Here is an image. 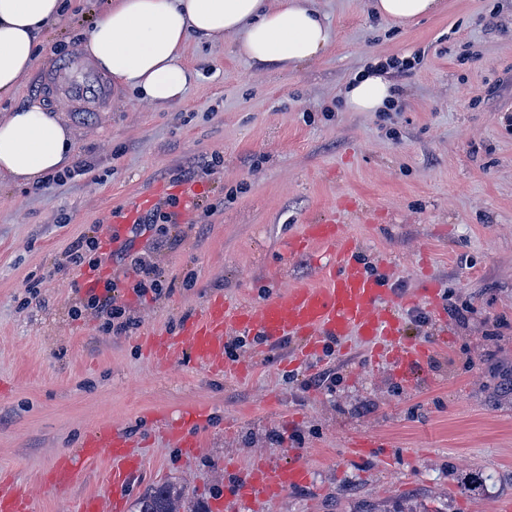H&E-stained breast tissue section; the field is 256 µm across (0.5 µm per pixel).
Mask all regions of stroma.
Masks as SVG:
<instances>
[{
  "instance_id": "1",
  "label": "stroma",
  "mask_w": 512,
  "mask_h": 512,
  "mask_svg": "<svg viewBox=\"0 0 512 512\" xmlns=\"http://www.w3.org/2000/svg\"><path fill=\"white\" fill-rule=\"evenodd\" d=\"M372 0H314L328 48L295 70L251 63L232 39L190 41L198 76L177 104L114 90L105 111L59 112L83 174L21 186L0 177V475L32 512H76L109 497L105 458L82 461L56 492L44 472L77 454L94 428L125 432L144 454L124 492L139 512L151 488L181 485L188 512H212L259 462L302 461L309 482L256 512H505L512 506V0H440L406 25ZM108 0H75L43 37L34 68L0 113L42 105L38 75L79 49ZM418 57L390 71L388 112H347L344 85L368 63ZM176 188L187 221L156 261L167 279L139 298L119 262L115 292L133 321L73 317L87 289L65 268L80 237L158 186ZM338 217L357 258L398 299L403 335L431 358L407 387L388 357L358 336L296 361V344L255 337L230 356L244 376L213 374L189 356L152 358L146 342L179 337L211 301L256 305L322 282L324 244L294 252L307 225ZM433 287L430 298L404 297ZM467 309L453 318L450 305ZM335 375L314 386L313 378ZM194 408L209 421L183 457L160 423ZM371 439L364 458L350 456Z\"/></svg>"
}]
</instances>
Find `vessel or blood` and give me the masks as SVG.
I'll use <instances>...</instances> for the list:
<instances>
[{
	"instance_id": "vessel-or-blood-1",
	"label": "vessel or blood",
	"mask_w": 512,
	"mask_h": 512,
	"mask_svg": "<svg viewBox=\"0 0 512 512\" xmlns=\"http://www.w3.org/2000/svg\"><path fill=\"white\" fill-rule=\"evenodd\" d=\"M41 89L60 112H97L112 96L107 78L79 53L45 70ZM149 203L146 197L136 199L117 224L105 225V233L115 239L126 236ZM315 242L330 245L335 253L334 260L323 268L325 286L290 288L256 306L211 302L184 323L178 341L150 340L154 357L163 362L185 352L195 364L210 371L240 374L243 366H229L225 358L229 330L260 336L269 347L293 339L305 352L317 349L324 338L341 340L355 334L378 345L390 344L400 377L413 380L425 367L430 352L421 342L401 341L400 324L382 282L355 259L353 242L339 234L332 222L309 225L302 237L292 240L291 247L304 250ZM102 456L110 463L109 484L114 496L108 502L96 495L85 496L77 512H120L121 490L143 468L141 454L129 437L107 425L90 431L77 455L86 461ZM72 459L62 456L54 461L46 474L48 486L59 489L71 484L75 474ZM307 481L308 471L302 463H260L251 468L233 494L215 502L214 507L216 512H239L242 502L271 497ZM29 509L20 491L0 479V512Z\"/></svg>"
}]
</instances>
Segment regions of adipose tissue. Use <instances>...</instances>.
<instances>
[{"instance_id": "ef3b65f1", "label": "adipose tissue", "mask_w": 512, "mask_h": 512, "mask_svg": "<svg viewBox=\"0 0 512 512\" xmlns=\"http://www.w3.org/2000/svg\"><path fill=\"white\" fill-rule=\"evenodd\" d=\"M66 0H0V98L12 96L35 64L44 32L62 16ZM234 39L240 56L282 70L312 62L330 33L310 0H113L81 42L95 66L141 101H180L195 74L183 63L191 39ZM351 112H386L397 91L386 71H360L343 88ZM69 130L39 107L0 115V174L37 183L68 164Z\"/></svg>"}]
</instances>
